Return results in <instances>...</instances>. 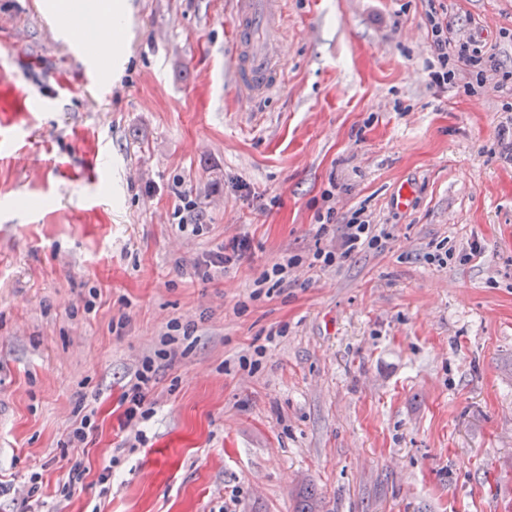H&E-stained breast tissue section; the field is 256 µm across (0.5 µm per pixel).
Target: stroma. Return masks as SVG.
I'll return each instance as SVG.
<instances>
[{"label":"stroma","mask_w":512,"mask_h":512,"mask_svg":"<svg viewBox=\"0 0 512 512\" xmlns=\"http://www.w3.org/2000/svg\"><path fill=\"white\" fill-rule=\"evenodd\" d=\"M52 2L0 0V512L34 474L38 512H293L303 484L323 512H512V96L433 83L424 0H285L281 83L244 104L231 0H125L96 87ZM437 2L512 70V0ZM360 207L384 247L316 261ZM236 238L243 259L195 276ZM287 253L288 286L256 293ZM154 372V360L151 357H146L142 362V368L137 369L129 377L123 395L124 402L128 404L124 411V428L140 424L151 418L152 408H143L149 400L150 392L154 385ZM69 469L67 473V479L62 485L59 484L58 492L63 497L69 498L73 495V491L82 484L85 476L88 472V468L85 464L84 458L80 456L71 457L69 459Z\"/></svg>","instance_id":"1"}]
</instances>
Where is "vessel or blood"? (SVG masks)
Returning <instances> with one entry per match:
<instances>
[{"label":"vessel or blood","instance_id":"b4317fda","mask_svg":"<svg viewBox=\"0 0 512 512\" xmlns=\"http://www.w3.org/2000/svg\"><path fill=\"white\" fill-rule=\"evenodd\" d=\"M233 85L240 98L262 96L281 80L282 0H234Z\"/></svg>","mask_w":512,"mask_h":512}]
</instances>
